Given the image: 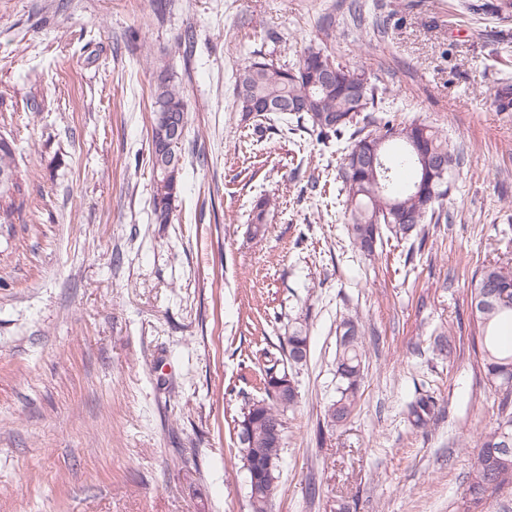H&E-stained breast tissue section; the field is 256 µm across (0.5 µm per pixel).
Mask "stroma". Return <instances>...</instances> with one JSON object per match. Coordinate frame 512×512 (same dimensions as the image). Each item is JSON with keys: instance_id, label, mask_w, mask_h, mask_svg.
<instances>
[{"instance_id": "obj_1", "label": "stroma", "mask_w": 512, "mask_h": 512, "mask_svg": "<svg viewBox=\"0 0 512 512\" xmlns=\"http://www.w3.org/2000/svg\"><path fill=\"white\" fill-rule=\"evenodd\" d=\"M349 2L0 0V133L25 173L0 226V512H251L234 426L302 315L309 353L271 512H512V484L466 497L460 447L497 416L466 294L475 262L512 260V110L489 99L512 97V18L360 0L356 28ZM308 47L387 86L388 113L463 145L450 220L420 256L387 234L360 256L338 144L237 111L238 68ZM159 68L188 110L168 224L151 220ZM351 317L369 330L364 375L335 429L323 407ZM444 334L448 356L433 350ZM422 390L437 406L417 428L407 405Z\"/></svg>"}]
</instances>
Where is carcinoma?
Instances as JSON below:
<instances>
[{"label": "carcinoma", "mask_w": 512, "mask_h": 512, "mask_svg": "<svg viewBox=\"0 0 512 512\" xmlns=\"http://www.w3.org/2000/svg\"><path fill=\"white\" fill-rule=\"evenodd\" d=\"M502 0H471L469 12H491L502 16ZM331 56L320 49L309 48L289 67L276 65L264 58L253 59L234 75L236 108L247 121L256 103L264 111L285 113L290 104L299 102L302 110L294 114L296 127L327 143L341 141L350 133L349 144L337 170L339 194L343 205L346 230L353 247L365 257L374 254L382 230L399 239H411L422 251L429 235L426 225L448 219L447 197L451 176L465 163V154L456 145L441 139L430 126L417 120L399 121L394 116L382 117L376 129L363 133L350 131L354 119L363 112H376L386 98L387 88L366 81L362 73L336 65V79H323ZM155 110L151 126L149 158L154 175L155 191L151 214L156 224L170 223L172 204L182 190L180 157H172L163 146L162 132L168 115L188 121L182 92L172 78L161 70L155 77L153 90ZM445 163V174L430 180L437 161ZM410 169L414 179L400 182V170ZM14 175L7 185L0 186V218L10 223L14 196L21 192V178L15 163V147L0 146V171ZM512 300V265L483 264L471 276L467 308L478 335L480 363L489 385L498 394L497 418L484 429L478 439L479 450L473 459L467 492L475 503L482 501L491 483L501 474L512 483V451L503 447L504 434L512 435V346L505 349L498 341L497 330L512 323V307L502 305V298ZM366 330L362 322L348 318L339 326L335 375L336 399L324 408L325 420L335 428L344 426L357 405V392L363 378L362 350ZM283 344L295 349L308 348L307 324L295 321ZM297 400L273 399L269 393L246 404L254 424L251 458L254 468L246 469V482L260 477L259 464L268 453L265 427L270 421L280 422L285 429V413L295 408ZM435 401L427 395L410 403L408 415L417 427L426 425ZM281 460L274 463L273 480L267 482L266 494L249 500L252 512H269L277 496Z\"/></svg>", "instance_id": "1"}]
</instances>
